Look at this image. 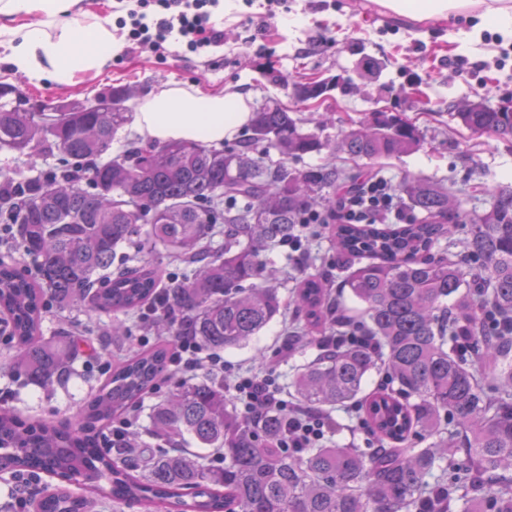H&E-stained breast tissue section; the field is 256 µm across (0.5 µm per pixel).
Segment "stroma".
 <instances>
[{"mask_svg": "<svg viewBox=\"0 0 512 512\" xmlns=\"http://www.w3.org/2000/svg\"><path fill=\"white\" fill-rule=\"evenodd\" d=\"M260 4L226 0L218 28L224 43L188 52L170 41L164 50L137 48L115 57L98 76L71 88L52 80L35 87L0 63V84L19 87L33 103H68L109 94L112 87L132 88L136 101L167 85L204 92L233 86L248 97L249 108L267 98L290 103V90L266 81L275 69L292 80L306 77L351 78L349 94L334 91L322 109H303L308 121L320 111L333 122L323 139H336L350 121L376 107L415 120L425 135L412 153L385 160L381 172L391 182L408 173L441 182L460 196L469 211L487 209L491 199L483 188L512 184V140L473 134L457 119L471 101L497 106L512 96V40L487 31L481 40L465 44L449 40L451 30L470 28V17L417 22L388 12L378 0H273L271 13L261 16ZM371 58L375 72L363 60ZM59 155L21 156L0 149V173L27 180L54 171ZM280 322H273L247 347L225 354L235 373L258 369V358L280 345ZM12 349L0 340V390L12 392L11 407L32 421L72 418L100 385V378L74 377L47 392L25 384L9 368Z\"/></svg>", "mask_w": 512, "mask_h": 512, "instance_id": "1", "label": "stroma"}]
</instances>
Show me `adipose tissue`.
<instances>
[{"label":"adipose tissue","mask_w":512,"mask_h":512,"mask_svg":"<svg viewBox=\"0 0 512 512\" xmlns=\"http://www.w3.org/2000/svg\"><path fill=\"white\" fill-rule=\"evenodd\" d=\"M412 20L474 14L476 30L512 36V0H380ZM125 42L111 21L85 9L82 0H0V49L15 72L32 85L49 79L73 86L100 74ZM240 91L189 92L167 86L147 96L135 121L144 141L221 144L248 123Z\"/></svg>","instance_id":"obj_1"}]
</instances>
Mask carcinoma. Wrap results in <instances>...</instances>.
<instances>
[{
  "label": "carcinoma",
  "mask_w": 512,
  "mask_h": 512,
  "mask_svg": "<svg viewBox=\"0 0 512 512\" xmlns=\"http://www.w3.org/2000/svg\"><path fill=\"white\" fill-rule=\"evenodd\" d=\"M324 91L319 81L293 83V106L261 105L234 146L171 142L114 156L112 141L136 108L128 87L37 112L5 100L21 98L19 88L0 86V148L65 160L23 182L0 174V218L34 268L28 275L0 259L10 369L51 391L76 361L93 363L127 336L128 316L156 310L150 324L160 336L113 366L70 423H27L0 407V449H18L14 471L58 480L32 512H89L70 490L75 478L143 512H512V187L489 188L490 212L473 213L444 185L404 177L397 190L417 213L411 222L333 224L331 248L355 259L342 281L356 313L329 297L330 273L282 296L283 271L266 255L298 232L303 212L336 211L338 196L366 176L359 166L296 170L288 160L331 146L371 163L424 143L408 118L371 112L329 144L298 116L300 97ZM505 103L473 102L456 116L474 134L512 139V98ZM258 143L263 156L254 155ZM463 221L461 245L478 265L436 250ZM161 252L184 270L165 272L151 259ZM50 303L109 321L97 336L62 328L46 338ZM289 308L303 325L288 335V357L314 356L291 367L288 394L329 417L361 404L372 453L331 440L283 452L286 416L251 422L224 378L209 374L173 378L149 405L148 425L100 447L102 429L142 408L176 337L194 336L207 351L245 347ZM351 332L360 339L336 343ZM373 373L384 381L366 394ZM217 452L222 467L208 463Z\"/></svg>",
  "instance_id": "cac0c4a2"
}]
</instances>
